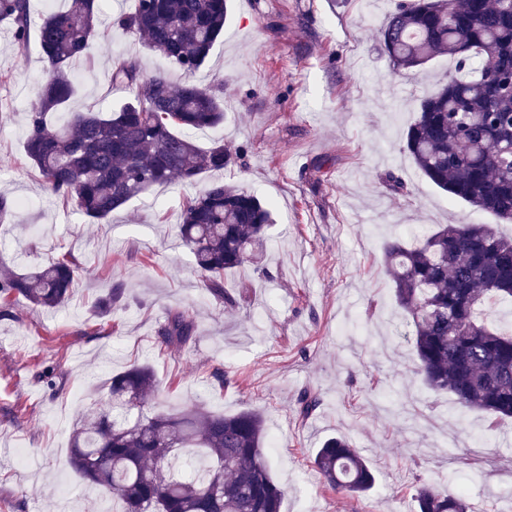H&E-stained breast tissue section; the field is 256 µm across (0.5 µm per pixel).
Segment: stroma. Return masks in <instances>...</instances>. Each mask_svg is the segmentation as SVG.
Instances as JSON below:
<instances>
[{"label": "stroma", "instance_id": "stroma-1", "mask_svg": "<svg viewBox=\"0 0 512 512\" xmlns=\"http://www.w3.org/2000/svg\"><path fill=\"white\" fill-rule=\"evenodd\" d=\"M394 0H232L224 35L194 80L218 86L222 124L192 132L207 147L243 148L231 168L198 182L152 187L92 224L51 198L24 155V116L38 104L45 74L37 39L25 49L0 24V194L16 201L0 224V268L29 273L71 254L78 279L65 308L44 310L21 297L0 309V512H120L109 495L68 466L82 407L113 374L149 363L155 409L202 404L224 414L263 413L277 436L272 476L283 512H417L414 487L463 490L476 512H503L512 495V419L487 429L482 413L432 390L416 372L408 328L383 264L387 240L411 228L512 224L449 200L403 149L421 99L455 76L439 56L418 76L396 74L378 49ZM123 0H101L91 61L76 63L73 109L119 108L127 90L110 85L112 57L135 59L172 83L183 72L135 36L112 28ZM393 174L405 185L391 193ZM224 181L257 195L273 223L266 248L224 277L240 296L228 307L202 287L175 232L184 196ZM126 285L107 317L91 302L113 279ZM181 311L192 339L162 347L158 327ZM221 369L235 383L221 389ZM316 394L308 419L298 400ZM331 435L347 437L376 473L374 490L349 496L316 481L312 457Z\"/></svg>", "mask_w": 512, "mask_h": 512}]
</instances>
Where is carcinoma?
Returning <instances> with one entry per match:
<instances>
[{
    "label": "carcinoma",
    "instance_id": "1",
    "mask_svg": "<svg viewBox=\"0 0 512 512\" xmlns=\"http://www.w3.org/2000/svg\"><path fill=\"white\" fill-rule=\"evenodd\" d=\"M113 22L185 74L207 60L224 34L229 0H130ZM99 0H67L37 25L50 70L38 106L27 114L25 157L46 191L75 204L92 224L155 185L194 182L222 170L241 154L215 143L203 148L188 132L224 122V101L212 87L174 86L161 73L145 76L137 61H110L112 84L130 97L114 111L71 110L78 94L72 73L89 58L99 31ZM12 26L25 49L32 25L29 0H0V23ZM383 52L397 73L433 58L457 62L458 75L422 99L408 127L404 150L421 173L454 200L512 223V0H399L380 30ZM271 215L259 197L221 181L183 199L179 236L191 250L203 287L230 306L224 273L263 250ZM384 264L410 326L418 372L437 392L483 413L489 426L512 418V331L488 322L486 307L512 304V237L486 224H440L423 238L384 247ZM78 265L64 255L38 271L0 270V299L22 296L47 310L66 305ZM123 294L117 282L93 304L111 313ZM194 323L168 315L158 342L182 345ZM158 396L152 368L133 364L112 376L100 397L83 409L68 464L84 481L123 504L122 512H281L283 491L263 448L261 413L217 414L204 406L144 413ZM204 460L193 480L167 469L178 451ZM325 483L361 496L376 477L341 436L327 439L313 457ZM419 512H473L462 493L422 484Z\"/></svg>",
    "mask_w": 512,
    "mask_h": 512
}]
</instances>
